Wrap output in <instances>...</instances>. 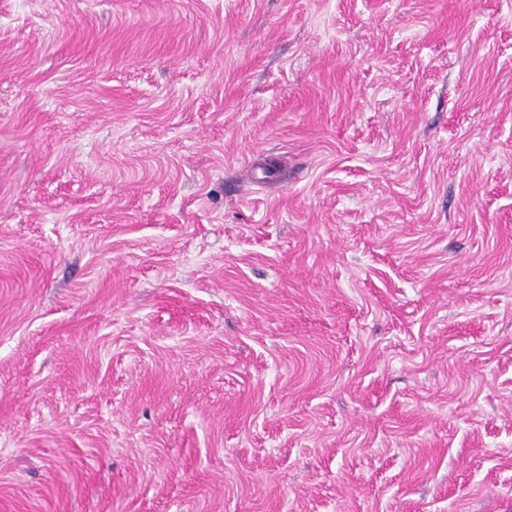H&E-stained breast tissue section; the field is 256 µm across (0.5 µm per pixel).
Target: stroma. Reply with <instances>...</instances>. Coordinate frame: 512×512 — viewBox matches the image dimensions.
I'll use <instances>...</instances> for the list:
<instances>
[{"mask_svg": "<svg viewBox=\"0 0 512 512\" xmlns=\"http://www.w3.org/2000/svg\"><path fill=\"white\" fill-rule=\"evenodd\" d=\"M0 512H512V0H0Z\"/></svg>", "mask_w": 512, "mask_h": 512, "instance_id": "obj_1", "label": "stroma"}]
</instances>
